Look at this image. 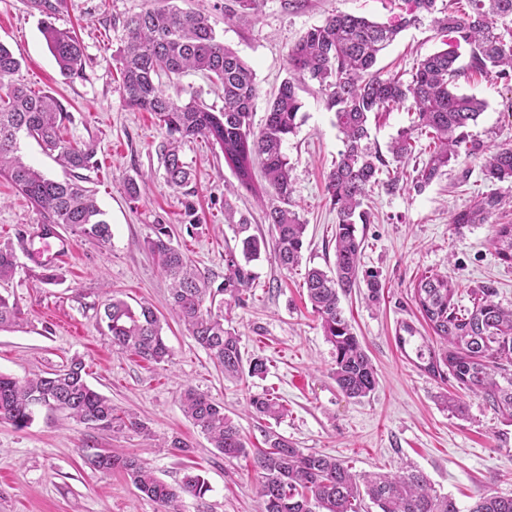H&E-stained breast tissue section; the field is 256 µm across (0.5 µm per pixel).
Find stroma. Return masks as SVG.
<instances>
[{
    "mask_svg": "<svg viewBox=\"0 0 512 512\" xmlns=\"http://www.w3.org/2000/svg\"><path fill=\"white\" fill-rule=\"evenodd\" d=\"M64 2L53 22L81 40L84 78L70 81L60 73L31 0H0V43L21 61L15 81L61 103L68 114L63 137L94 147L96 165L85 176L112 226V244L103 248L66 225H54L51 239L67 244L69 258L58 264L56 282L36 280L31 272L46 260L40 251L42 217L0 177V246H13L19 262L13 279L0 281V295L24 313L19 327L0 330V371L23 380L83 358L91 387L109 397L119 413L144 421L149 432L94 430L47 408L23 429L0 422V512H161L125 474L104 473L91 464L94 453L107 449L143 458L174 487L187 470L201 474L208 492L183 496L181 512H258L255 461L272 434L303 451L337 457L356 473L421 470L438 493L453 497L463 510L483 494L512 496V423L477 394L465 395L464 413L449 409L452 380L434 377L416 357V345L432 333L412 300L417 280L438 273L458 284L462 306H469L472 290L492 287L497 302L512 307V264L501 261L491 246L495 225L511 224L512 211L484 224L452 222L489 189L512 196V182L490 186L481 173V156L463 155L423 191L374 187L364 204L371 221L359 225L358 235L363 268L379 275L380 299L371 301L362 285L343 296L341 306L377 370L378 386L368 398L347 399L330 375L333 347L303 286V267L334 266L336 212L324 186L343 148L322 91L316 82H306L300 124L284 145L295 210L307 225L303 266L286 270L269 250L252 262L255 279L224 325L240 336L244 358H264L267 371L260 378L224 377L169 314V283L144 241L155 225H168L174 243L217 287L224 282V250L236 244L234 227L224 221L225 201L249 217L252 234L271 239V227L254 194L242 190L225 198L224 187L234 176L219 147L207 139L182 147L183 160L196 174L187 192L166 184L159 154L165 131L152 113L126 105L114 59L124 38L123 19L150 7V0ZM232 3L180 0L179 6L208 14L225 44L254 69L258 127L288 75V49L304 31L340 12L386 23L403 7L402 0H259L255 11L228 24L224 9ZM443 40L430 20H422L401 33L378 65L410 74ZM457 86L487 103L467 129L470 139L483 153L512 146V83L475 76L459 78ZM132 182L138 187L134 197L128 193ZM112 294L132 305L149 302L159 313L173 352L170 363L154 366L121 351L99 329L103 304ZM406 323L415 336L403 346L399 338ZM187 386L223 405L242 431L247 455L225 458L185 418L179 395ZM263 392L279 398L283 416L248 413V396ZM176 438L188 451L171 447Z\"/></svg>",
    "mask_w": 512,
    "mask_h": 512,
    "instance_id": "35a3bbf8",
    "label": "stroma"
}]
</instances>
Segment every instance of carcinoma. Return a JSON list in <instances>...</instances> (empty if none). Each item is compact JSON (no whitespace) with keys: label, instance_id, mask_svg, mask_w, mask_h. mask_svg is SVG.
Masks as SVG:
<instances>
[{"label":"carcinoma","instance_id":"1","mask_svg":"<svg viewBox=\"0 0 512 512\" xmlns=\"http://www.w3.org/2000/svg\"><path fill=\"white\" fill-rule=\"evenodd\" d=\"M408 5L390 23L339 13L307 29L288 51V77L279 85L266 112L264 125L253 127L258 96L255 72L236 51L224 44L210 18L184 11L176 5L147 8L126 18V37L116 58L120 90L126 104L156 115L165 128L167 143L161 159L166 183L173 189L192 182V170L181 157L182 145L204 137L217 145L239 187L259 194L254 166L260 165L268 184L267 197L259 198L265 218L273 226V253L287 270L300 266L306 224L293 210V188L284 145L296 133L303 107L299 90L305 80L315 81L325 96L326 109L335 114L343 150L327 175L325 192L336 210L335 264L330 272L306 268L303 287L323 333L334 347L333 377L348 399L360 400L377 386L376 369L362 347L340 305V295L365 283L371 298L381 285L377 275L361 267L362 241L357 225L370 223L364 199L381 182L389 163L369 142L371 115L404 107L415 115L416 127L431 135L435 149L414 170L411 185L417 192L429 186L465 152L464 128L477 121L486 102L454 91L461 76H494L512 81V0H466L468 10L437 8V0H403ZM45 16L41 32L62 75L83 74L84 47L77 36L57 28L52 0H34ZM432 17L436 28L456 37L447 48L421 60L411 78L386 74L376 68L379 53L406 28ZM21 62L0 43V176L26 196L46 224H65L80 237L101 247L111 245V226L97 203L95 192L83 185L81 170L92 167L94 150L66 141L60 128L66 118L57 100L34 92L12 80ZM201 72L224 88V106L215 112L197 103L167 94L155 78L164 73L180 77ZM36 141L70 172L64 180L51 179L19 155L20 135ZM390 153L400 163L412 154L410 138L392 141ZM481 172L491 184L512 181V147H500L483 157ZM505 205L495 190L470 208L461 210L452 223L483 224ZM224 221L237 226L236 246L224 251V284L209 285L173 244L168 227L155 225L146 240L162 274L170 281V311L204 348L224 374L259 377L266 362L254 357L243 365L240 337L224 327V311L240 304L253 280L248 264L267 242L251 233L245 215H236L224 201ZM497 257L512 264V224H499L492 238ZM18 267L14 250L0 247V280ZM459 291L448 277L432 274L413 288V301L439 347L423 341L416 356L427 360L426 370L450 378L461 389L482 396L503 419L512 420V310L494 301L495 290L472 292V306L461 307ZM24 313L15 302L0 295V330L20 325ZM100 322L112 343L140 359L159 365L171 360L162 336L161 319L148 304L132 307L112 295L103 304ZM182 411L212 447L227 457L247 452L240 428L224 414V406L192 387L180 395ZM249 406L260 417L278 418L284 407L271 394L252 396ZM65 411L70 418L93 429L148 432L137 419H124L112 400L94 390L85 379L81 359L73 358L50 377L24 381L0 374V421L18 429L28 426L36 409ZM269 450L257 460L261 474L259 512H365L370 501L378 512H461L456 501L438 493L419 470L402 475L357 474L333 456L304 452L288 440L271 436ZM94 464L105 472L126 474L136 489L155 501L162 512H179L182 495L201 497L208 491L204 478L189 472L179 488L161 482L135 455L110 451L95 455ZM467 512H512V497L482 495Z\"/></svg>","mask_w":512,"mask_h":512}]
</instances>
